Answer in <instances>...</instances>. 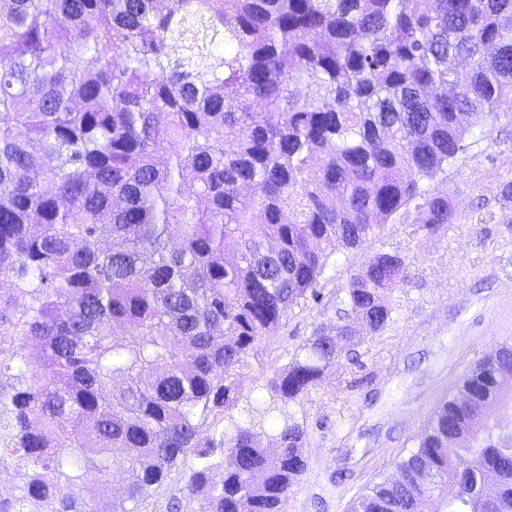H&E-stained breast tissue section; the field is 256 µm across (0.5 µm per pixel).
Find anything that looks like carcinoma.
<instances>
[{"label": "carcinoma", "instance_id": "carcinoma-1", "mask_svg": "<svg viewBox=\"0 0 512 512\" xmlns=\"http://www.w3.org/2000/svg\"><path fill=\"white\" fill-rule=\"evenodd\" d=\"M505 99L512 0H0V465L17 480L0 512H139L179 465L195 512H283L304 427L276 429L272 456L245 426H203L319 297L324 244L411 210L419 233L448 223L428 183ZM405 270L379 253L341 318L383 330ZM349 336L315 329L265 392L307 395ZM505 376L508 340L359 512H440V484L463 488L452 512H512ZM117 467L121 497L72 493Z\"/></svg>", "mask_w": 512, "mask_h": 512}]
</instances>
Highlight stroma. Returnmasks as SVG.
Returning <instances> with one entry per match:
<instances>
[{"mask_svg":"<svg viewBox=\"0 0 512 512\" xmlns=\"http://www.w3.org/2000/svg\"><path fill=\"white\" fill-rule=\"evenodd\" d=\"M429 189L448 200L441 233H415L409 213L357 248L328 243L320 299L289 310L249 355L246 386L258 391L315 328L339 325L337 298L352 275L384 250L405 258L406 278L389 296L385 329L357 330L348 356L289 406L306 430L307 469L284 512H352L366 487L393 474L463 373L512 339V101L500 104L485 135ZM248 404L244 398L212 415L204 433L246 424L270 445V419L249 417Z\"/></svg>","mask_w":512,"mask_h":512,"instance_id":"obj_1","label":"stroma"}]
</instances>
